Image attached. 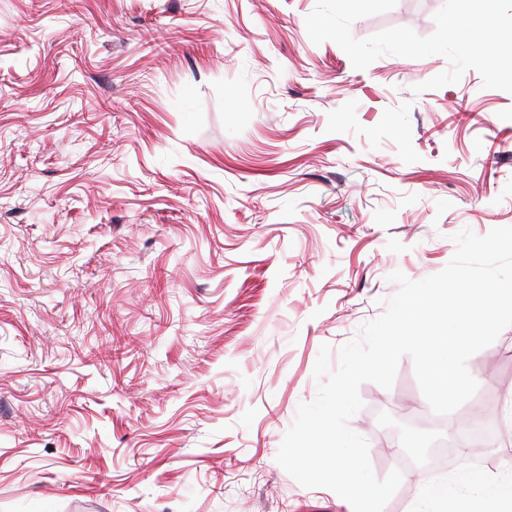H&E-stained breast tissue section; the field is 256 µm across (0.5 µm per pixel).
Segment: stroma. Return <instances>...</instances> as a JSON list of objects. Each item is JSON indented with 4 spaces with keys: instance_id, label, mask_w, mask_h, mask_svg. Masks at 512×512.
Returning <instances> with one entry per match:
<instances>
[{
    "instance_id": "35a3bbf8",
    "label": "stroma",
    "mask_w": 512,
    "mask_h": 512,
    "mask_svg": "<svg viewBox=\"0 0 512 512\" xmlns=\"http://www.w3.org/2000/svg\"><path fill=\"white\" fill-rule=\"evenodd\" d=\"M444 0H397L355 38L427 36ZM315 0H0V512H352L276 454L339 348L451 260L512 226V93L413 94L439 55L355 69L314 44ZM512 485V327L474 354ZM350 428L385 512L424 481L379 453L388 405L428 414L413 362L359 389Z\"/></svg>"
}]
</instances>
